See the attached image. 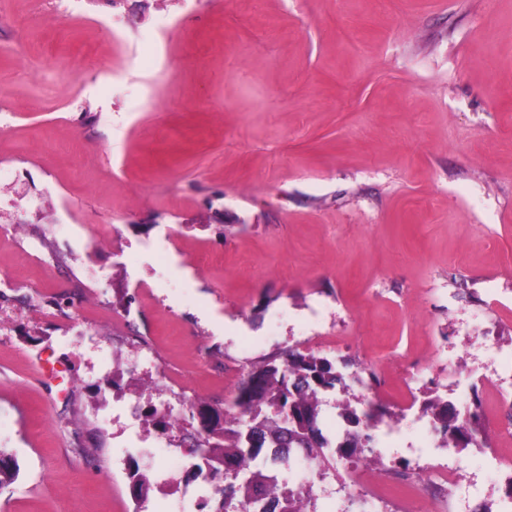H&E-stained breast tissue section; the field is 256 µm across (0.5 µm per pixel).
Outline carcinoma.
Returning <instances> with one entry per match:
<instances>
[{
  "label": "carcinoma",
  "mask_w": 512,
  "mask_h": 512,
  "mask_svg": "<svg viewBox=\"0 0 512 512\" xmlns=\"http://www.w3.org/2000/svg\"><path fill=\"white\" fill-rule=\"evenodd\" d=\"M348 378L326 357L288 349L253 366L222 409L205 398L192 401L189 415L181 421L182 431L194 440V447L184 452L201 463L186 481L205 468L224 475V482L212 485L213 495L199 499L196 512H309L299 491L288 490L270 499L268 487L274 475L254 464L269 460L272 444L292 450L290 456L275 459L277 467L291 465L296 456L312 462L321 472L337 460H366L374 441L370 430L394 412L382 402L359 409L347 401L339 413L344 433L331 438L320 421L323 396L346 387ZM423 412L455 447L482 442L478 411L465 415L436 396L424 402ZM17 474L11 457L0 452V488L12 483ZM151 488L146 475L134 474L131 494L136 500L146 501Z\"/></svg>",
  "instance_id": "cac0c4a2"
}]
</instances>
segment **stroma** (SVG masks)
Here are the masks:
<instances>
[{
	"mask_svg": "<svg viewBox=\"0 0 512 512\" xmlns=\"http://www.w3.org/2000/svg\"><path fill=\"white\" fill-rule=\"evenodd\" d=\"M56 3L0 0V512H194L210 482L144 413L231 399L313 311L319 355L383 361L387 467L447 469L422 404L455 401L450 350L492 332L512 376V0ZM482 426L453 465L496 512L512 444ZM318 485L363 512L343 462Z\"/></svg>",
	"mask_w": 512,
	"mask_h": 512,
	"instance_id": "stroma-1",
	"label": "stroma"
}]
</instances>
